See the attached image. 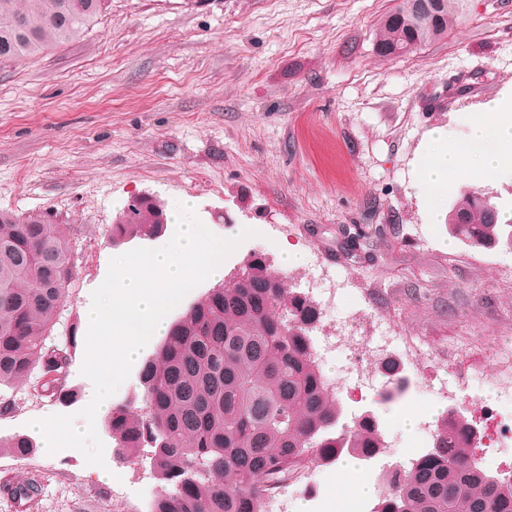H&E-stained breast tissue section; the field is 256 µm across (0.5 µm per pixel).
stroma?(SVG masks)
<instances>
[{
	"label": "stroma",
	"instance_id": "1",
	"mask_svg": "<svg viewBox=\"0 0 512 512\" xmlns=\"http://www.w3.org/2000/svg\"><path fill=\"white\" fill-rule=\"evenodd\" d=\"M399 0H112L78 41L34 60L0 61V211L48 212L75 227V268L55 333L75 335L66 378L77 399L45 397L37 380L1 386L17 405L0 437H32L33 420L71 414L94 395L82 375L91 293L135 239L111 245L128 201L189 199L216 236L258 228L224 263V283L254 251L301 291L309 268L350 289L322 309L380 314L459 373L492 370L512 350V249H472L430 224L413 178L426 133L468 134L460 116L512 90V0H466L448 35L394 59L378 55L381 23ZM478 191L512 215V169L448 192ZM303 260L283 262L284 245ZM404 397L355 403L403 446L406 425L443 408L401 361ZM104 465L78 451L27 456L0 448V481L36 482L23 510L148 512L160 482L149 461L120 463L103 434Z\"/></svg>",
	"mask_w": 512,
	"mask_h": 512
}]
</instances>
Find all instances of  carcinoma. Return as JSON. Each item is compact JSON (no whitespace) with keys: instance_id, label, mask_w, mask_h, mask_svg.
Here are the masks:
<instances>
[{"instance_id":"carcinoma-1","label":"carcinoma","mask_w":512,"mask_h":512,"mask_svg":"<svg viewBox=\"0 0 512 512\" xmlns=\"http://www.w3.org/2000/svg\"><path fill=\"white\" fill-rule=\"evenodd\" d=\"M433 14L413 29L385 17L377 53L396 57L448 35L464 0H432ZM110 0H0V59L35 58L77 40ZM167 218L151 197L128 223L112 225L110 241L157 237ZM448 231L465 245L496 246L500 211L490 198L464 192L448 212ZM74 231L46 215L0 212V386L39 371L41 392L73 398L65 377L75 336L55 343L53 330L69 301ZM313 301L287 286L266 261L212 288L176 320L139 372L144 408L108 417L119 457L134 462L150 447L163 481L149 512H261L267 492L295 478L307 461L328 466L341 455L378 448L379 419L364 413L348 433L336 430L342 408L310 356L319 321ZM386 401L409 385L395 361L384 364ZM477 432L459 410L440 418L427 454L404 481L380 498L378 512H512V480L487 472L471 448ZM17 455L32 452L23 436L0 440Z\"/></svg>"}]
</instances>
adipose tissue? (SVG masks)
<instances>
[{
	"label": "adipose tissue",
	"instance_id": "obj_1",
	"mask_svg": "<svg viewBox=\"0 0 512 512\" xmlns=\"http://www.w3.org/2000/svg\"><path fill=\"white\" fill-rule=\"evenodd\" d=\"M464 120L470 129L466 140L449 141L443 128H433L416 165V179L425 188L427 223L445 220L441 203L458 176L485 182L512 164V101L490 102L482 111L465 113Z\"/></svg>",
	"mask_w": 512,
	"mask_h": 512
}]
</instances>
